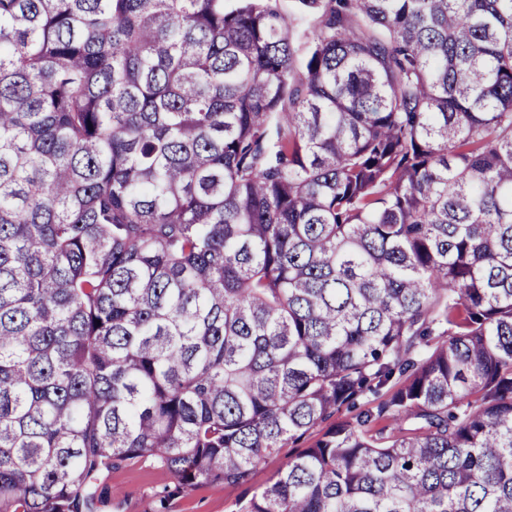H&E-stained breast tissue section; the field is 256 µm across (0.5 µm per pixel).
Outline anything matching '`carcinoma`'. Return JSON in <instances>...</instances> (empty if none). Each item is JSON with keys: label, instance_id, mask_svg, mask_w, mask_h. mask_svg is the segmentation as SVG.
I'll return each instance as SVG.
<instances>
[{"label": "carcinoma", "instance_id": "obj_1", "mask_svg": "<svg viewBox=\"0 0 512 512\" xmlns=\"http://www.w3.org/2000/svg\"><path fill=\"white\" fill-rule=\"evenodd\" d=\"M225 2L0 0V512H512V0ZM279 6L287 17L290 16L293 19L299 35L316 22L317 16L303 11L298 0H280ZM288 450L268 457L254 471L249 485L229 487L220 484H208L180 495L166 512H235L236 503L243 497H251L254 492L266 487L277 472L288 462ZM100 483L110 490L101 512H157V493L171 480L161 464L147 460L105 471Z\"/></svg>", "mask_w": 512, "mask_h": 512}]
</instances>
